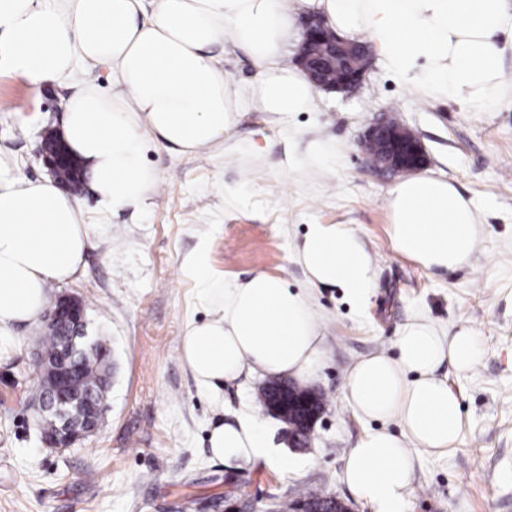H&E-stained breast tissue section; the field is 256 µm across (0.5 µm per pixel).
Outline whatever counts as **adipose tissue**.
I'll use <instances>...</instances> for the list:
<instances>
[{
	"label": "adipose tissue",
	"instance_id": "ef3b65f1",
	"mask_svg": "<svg viewBox=\"0 0 512 512\" xmlns=\"http://www.w3.org/2000/svg\"><path fill=\"white\" fill-rule=\"evenodd\" d=\"M328 25L366 37L380 60L430 96L494 107L506 91L500 39L512 40V0H315ZM142 0H0V75L32 87L57 79L80 59L111 67L114 92L85 86L67 106L62 138L113 210L145 203L155 180L142 161L146 141L184 154L212 145L234 112H310L318 90L283 60L293 34L295 0H158L140 18ZM230 38L257 67L248 90L209 52ZM388 236L422 269L456 271L471 264L481 234L471 199L430 174L402 179L387 193ZM96 234L79 201L48 178L12 172L0 152V333L38 323L50 283L71 281ZM310 283L345 289L358 303L369 294L371 257L340 224H313L296 254ZM198 277L218 317L190 325L180 358L201 387L212 389L255 371L311 377L322 338L302 293L281 276L211 285ZM398 357L360 358L346 379V400L362 418L398 417L404 437L364 433L344 458L343 479L372 512H405L413 460L405 443L435 453L457 444L464 421L458 397L438 376L442 363L466 373L481 358L466 327L440 335L426 319L405 324ZM214 457L272 459L263 423L249 418L209 435Z\"/></svg>",
	"mask_w": 512,
	"mask_h": 512
}]
</instances>
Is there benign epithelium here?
I'll list each match as a JSON object with an SVG mask.
<instances>
[{
	"mask_svg": "<svg viewBox=\"0 0 512 512\" xmlns=\"http://www.w3.org/2000/svg\"><path fill=\"white\" fill-rule=\"evenodd\" d=\"M299 64L308 73L313 83L323 89L351 92L363 82L368 69L367 54L360 50L358 43L344 40L330 29L324 19L316 14L305 21L304 38L298 52ZM344 62L345 68L340 79L331 84L323 81V75ZM56 146L42 141L41 152L49 170L54 172L62 167L72 169L73 176L84 179V175L66 150L62 139L55 138ZM362 142L370 143L369 153L372 164L377 168L411 172L425 163V153L420 139L409 129L398 123L383 122L373 125L365 132ZM45 327L58 330L64 341L57 357L37 360L40 382L36 397L32 400L41 418L54 417L53 426L42 430L45 443L55 449L70 448L77 441L95 429L90 421L101 417L106 409L104 400L93 389L80 394L69 392V382L79 372L80 366L75 355L87 349L96 351V345L85 336V308L82 302L71 296L59 297L44 316ZM285 388L280 384L278 391L264 400L265 409L281 416L287 407L296 404L303 412V423L312 426L323 414L319 395L307 390L296 401H287L279 395Z\"/></svg>",
	"mask_w": 512,
	"mask_h": 512,
	"instance_id": "1",
	"label": "benign epithelium"
}]
</instances>
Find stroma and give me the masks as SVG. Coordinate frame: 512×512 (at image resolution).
<instances>
[{
  "label": "stroma",
  "mask_w": 512,
  "mask_h": 512,
  "mask_svg": "<svg viewBox=\"0 0 512 512\" xmlns=\"http://www.w3.org/2000/svg\"><path fill=\"white\" fill-rule=\"evenodd\" d=\"M502 61L508 90L485 109L429 98L373 53L362 86L320 91L317 111L245 108L223 141L191 155L150 145L144 161L156 186L147 207L112 213L84 183L78 199L98 232L76 277L50 284L48 298L81 299L87 334L106 339L116 366L106 410L80 443L44 447L28 405L37 383L32 339L43 326L0 334V512H225L230 488L238 512H272L306 490L371 512L341 479L346 453L372 427L348 406L346 378L361 357L396 354L401 328L418 316L444 333L470 327L482 356L466 374L446 362L437 370L460 399L465 428L443 455L408 444L414 476L405 512H512L511 46ZM88 84L111 91V68L81 60L36 90L0 76V150L16 176H48L42 138L61 129L68 100ZM383 118L417 134L424 172L473 200L483 233L469 269L428 272L395 250L385 197L400 176L376 171L360 147ZM322 141L330 160L306 165ZM312 224L343 225L364 244L373 262L365 303L308 282L294 253ZM202 262L219 287L271 273L303 291L324 339L308 385L325 410L308 447H290L284 423L264 410L262 373L205 391L180 361L185 327L215 314L202 300ZM247 414L264 423L275 461L212 455L211 429Z\"/></svg>",
  "instance_id": "obj_1"
}]
</instances>
